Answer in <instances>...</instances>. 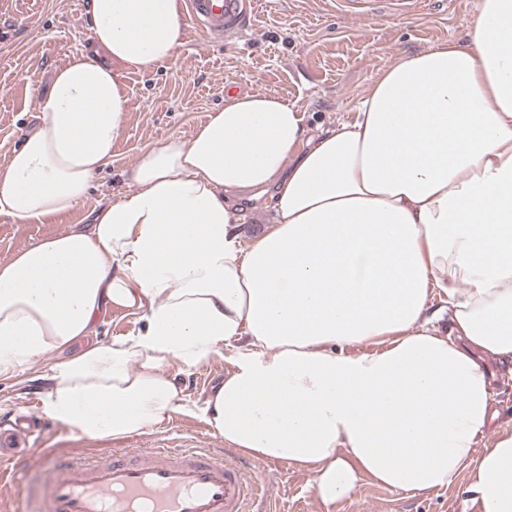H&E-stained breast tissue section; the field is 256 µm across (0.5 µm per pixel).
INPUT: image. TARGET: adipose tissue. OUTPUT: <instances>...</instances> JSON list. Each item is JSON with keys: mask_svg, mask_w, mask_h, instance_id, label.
<instances>
[{"mask_svg": "<svg viewBox=\"0 0 512 512\" xmlns=\"http://www.w3.org/2000/svg\"><path fill=\"white\" fill-rule=\"evenodd\" d=\"M88 22L92 51L57 70L0 166V216L72 211L112 162L122 72L184 43L181 0H89ZM511 42L512 0H479L467 43L400 59L315 134L278 96L225 94L189 139L149 148L87 230L0 263V377L71 349L45 413L129 435L182 410L169 362L227 347L210 426L249 457L313 469L325 506L364 477L422 493L465 468L481 512H512V435L475 450L491 418L479 357H512ZM247 192L272 217L245 241L231 197ZM114 309L142 332L94 340ZM363 342L376 350L341 351Z\"/></svg>", "mask_w": 512, "mask_h": 512, "instance_id": "ef3b65f1", "label": "adipose tissue"}]
</instances>
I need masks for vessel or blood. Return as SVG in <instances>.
I'll return each instance as SVG.
<instances>
[{"instance_id":"obj_1","label":"vessel or blood","mask_w":512,"mask_h":512,"mask_svg":"<svg viewBox=\"0 0 512 512\" xmlns=\"http://www.w3.org/2000/svg\"><path fill=\"white\" fill-rule=\"evenodd\" d=\"M189 19L208 38L243 33L258 0H186ZM41 419L18 409L0 421V470L22 459L29 470L53 474L41 512H252L261 485L258 475L236 462L186 448H146L105 457L90 466L63 462L35 451Z\"/></svg>"}]
</instances>
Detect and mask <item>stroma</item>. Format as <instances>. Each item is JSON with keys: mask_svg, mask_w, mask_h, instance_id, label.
I'll return each instance as SVG.
<instances>
[{"mask_svg": "<svg viewBox=\"0 0 512 512\" xmlns=\"http://www.w3.org/2000/svg\"><path fill=\"white\" fill-rule=\"evenodd\" d=\"M87 6L88 0H0V164L33 125L57 69L91 45ZM477 7L478 0H419L397 14L387 0H369L350 13L338 9L336 0H266L250 30L221 42L186 24L174 59L148 72L123 73L129 98L123 132L111 165L94 178L78 207L28 223L0 216V262L87 223L100 204L129 192L124 171L155 143L172 135L189 138L212 109L223 106L225 90L277 95L303 113L310 132L335 128L352 118L379 71L442 42L465 41ZM64 356V351H51L25 371L0 377V419L32 394H46L53 385L51 367ZM495 363L500 371L490 381L497 416L477 442L481 449L512 434V358L499 357ZM229 368L220 354L191 367L170 363L167 373L179 389L183 412L118 437L66 436L52 420L42 450L85 463L158 445L232 457L245 470L261 474L267 491L254 505L262 512H473L464 469L448 486L415 494L364 478L349 498L326 510L311 469L238 454L209 426L206 401ZM50 481L44 471L1 477L0 512H34Z\"/></svg>", "mask_w": 512, "mask_h": 512, "instance_id": "1", "label": "stroma"}]
</instances>
